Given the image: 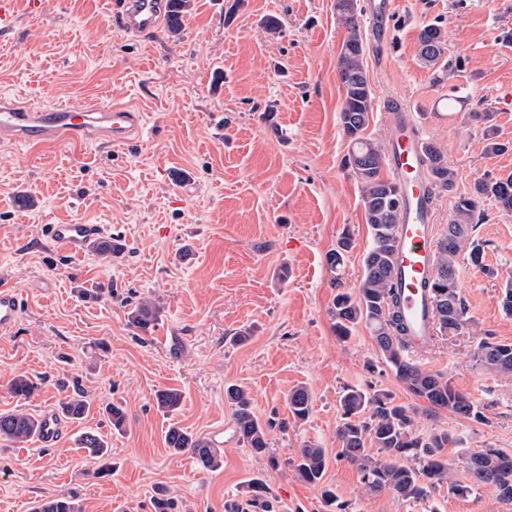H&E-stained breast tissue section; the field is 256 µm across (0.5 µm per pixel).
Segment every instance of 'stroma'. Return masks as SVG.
I'll return each mask as SVG.
<instances>
[{
  "mask_svg": "<svg viewBox=\"0 0 512 512\" xmlns=\"http://www.w3.org/2000/svg\"><path fill=\"white\" fill-rule=\"evenodd\" d=\"M40 16L19 11L0 30V95L33 106L91 101L145 112L142 136L125 145L61 141L20 146L0 141V286L25 300L18 326L0 334V412L39 415L57 407L64 383L79 381L93 399L54 448L0 441V512H31L35 502L74 497L81 512H152L158 491L178 512H325L322 487L346 512H512L493 487L429 500L366 494L356 469L339 460L336 429L345 388L384 390L417 407L422 429L448 430L446 450L458 481L468 482V452H512V377L477 369L481 338L512 343V316L500 307L512 276V214L484 202L473 217L490 277L460 261V285L473 326L433 339L414 361L442 373L484 407L487 423L431 408L380 362L366 327L347 342L332 329L334 288L326 253L341 237L352 248L341 270L346 287L363 273L370 245L361 193L345 160L339 124L343 98L336 63L347 35L335 0H191L178 32L141 40L121 31L112 0H44ZM384 49L367 46L374 96L368 137L390 146L409 112L425 140L454 170L453 191L438 192V229L454 216L457 195L479 177L512 173V0H393ZM276 16L278 33L263 21ZM447 30L443 64L419 56L421 27ZM468 112L493 115L503 154L487 151L484 127ZM109 225L121 254L73 257L47 246L45 224ZM109 287L98 299L85 288ZM149 297L162 310L151 334L129 326L130 302ZM24 376L37 389L19 397ZM239 385L270 424L269 451L239 441L226 387ZM298 385L311 393L306 420L288 410ZM182 391L163 413L157 390ZM128 422L115 431L105 404ZM218 434L224 462L200 469L191 452L173 454L165 432ZM101 433L109 454L90 458L77 438ZM324 448L321 485L294 470L306 444ZM265 484L249 504L251 481Z\"/></svg>",
  "mask_w": 512,
  "mask_h": 512,
  "instance_id": "obj_1",
  "label": "stroma"
}]
</instances>
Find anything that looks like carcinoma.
Segmentation results:
<instances>
[{"mask_svg":"<svg viewBox=\"0 0 512 512\" xmlns=\"http://www.w3.org/2000/svg\"><path fill=\"white\" fill-rule=\"evenodd\" d=\"M336 12L347 30L337 58V76L344 96L340 108V127L349 143L346 166L350 168L361 192L366 223L370 231V246L363 259V275L354 289L342 286L336 273L344 265L345 254L351 248V238L344 237L338 248L326 255V265L333 274L331 286L336 289L332 299L333 329L341 342L365 326L381 353L383 362L396 379L413 396L431 407L485 424L487 418L471 398L457 390L441 373L426 371L405 357L407 327L399 302L394 261L399 216L404 207V195L398 184L381 175L385 152L381 143L365 136L373 112V96L367 80L363 59L365 42L357 0H336ZM419 54L425 65H437L445 53L447 35L442 25L431 23L421 27ZM424 162L429 170L430 198L435 189H452L455 172L448 167L443 150L426 143ZM490 199L506 213L512 212V174L506 177L479 179L471 193L456 197L454 216L436 243L432 320L434 332L442 337L457 336L473 324L463 302L458 278L460 244L468 239L470 224L479 203ZM91 251L107 258L123 251L120 240L112 238L96 242ZM470 265L488 276L494 271L484 264V250L472 244L468 253ZM161 308L150 298L138 300L128 312V322L136 330L148 334L157 326ZM473 365L494 374L512 377V343L482 339L472 354ZM225 398L234 409L239 440L257 454L268 451V426L253 412L250 393L239 386L225 391ZM158 409L168 414L181 405L182 393L165 388L155 394ZM342 423L336 430L341 443L338 458L356 468L362 487L371 494L392 493L404 500L420 502L432 491L447 486L448 492L464 497L483 486H493L499 498L512 501V453L496 448L470 453L467 461L469 483L455 479L444 450L453 443L445 429H432L422 435L416 430L417 408L399 404L391 394L348 388L340 398ZM90 402L85 392L74 385L72 392L59 403V412L67 419L84 418ZM288 409L293 418L304 420L311 411V394L307 387L297 386L288 394ZM112 428L126 426V412L109 404L105 408ZM39 418L24 412H0V439L22 445L39 436ZM166 447L175 453L192 451L200 468H218L223 450L213 441L196 437L178 426L165 433ZM79 447L94 457L108 453L107 442L96 432L86 431L78 439ZM328 464L325 450L305 444L299 450L295 469L306 483L319 485ZM33 512H80L79 504L69 496L49 497L38 503Z\"/></svg>","mask_w":512,"mask_h":512,"instance_id":"obj_1","label":"carcinoma"}]
</instances>
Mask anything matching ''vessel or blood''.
<instances>
[{"instance_id": "b4317fda", "label": "vessel or blood", "mask_w": 512, "mask_h": 512, "mask_svg": "<svg viewBox=\"0 0 512 512\" xmlns=\"http://www.w3.org/2000/svg\"><path fill=\"white\" fill-rule=\"evenodd\" d=\"M392 0H374L366 13L377 46L387 40L386 20ZM166 0H113L112 15L122 30L137 38L156 33L163 25ZM145 115L127 105L82 108L52 104L34 108L17 99L0 97V136L16 144H49L65 137L91 138L102 134L115 145L129 143L132 135L145 128ZM422 134L411 114H403L393 134L387 166L400 184L405 206L399 219L397 274L400 309L413 335L410 348L422 349L431 342L432 298L424 286L435 266V213L426 195L427 173L420 162ZM44 237L64 254H84L93 240H106L105 224H47ZM22 314V299L11 288L0 289V333L15 328ZM41 445L53 447L62 439L66 426L55 410L40 416Z\"/></svg>"}]
</instances>
